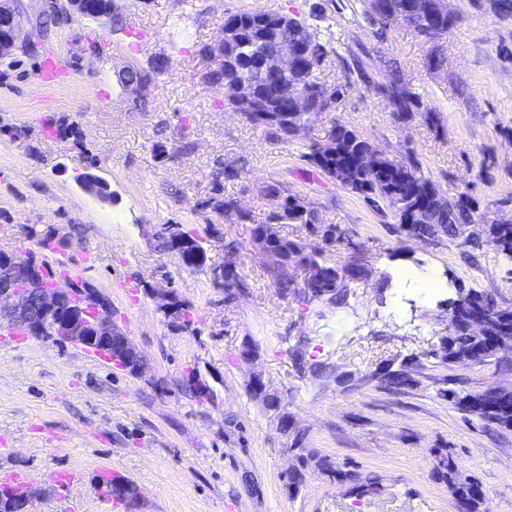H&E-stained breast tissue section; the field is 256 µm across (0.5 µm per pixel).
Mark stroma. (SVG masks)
Segmentation results:
<instances>
[{
  "instance_id": "stroma-1",
  "label": "stroma",
  "mask_w": 512,
  "mask_h": 512,
  "mask_svg": "<svg viewBox=\"0 0 512 512\" xmlns=\"http://www.w3.org/2000/svg\"><path fill=\"white\" fill-rule=\"evenodd\" d=\"M320 5L337 54L316 74L344 85L335 112L315 117L306 137L287 142L251 124L203 80L202 48L233 13L257 9L305 17ZM459 19L441 42L443 64L429 67L431 47L402 27L376 40L357 0H116L123 24L147 33L141 49L124 32L89 19L40 30L42 0H23L24 30L34 47L0 63V246L36 251L27 226L52 227L67 243L76 280L112 303V320L138 347L148 368L134 376L97 362L71 344L28 338L0 347V469L33 477L29 512H463L435 473L431 452L448 450L457 482L477 481L478 512H512V428L456 407L450 391L512 388V359L480 365L432 357L450 329L447 305L458 289L475 288L512 308V261L489 233L477 248L458 249L446 236L420 241L401 231L391 211H378L303 159L340 118L391 157L414 153L424 172L450 192L469 187L479 212L512 218V15L487 0H453ZM396 59L439 130L420 115L397 120L384 99L362 84V50ZM61 52L65 83L36 85L43 54ZM171 62L136 98L120 81L127 67ZM52 115L73 131L59 139ZM167 157L158 160L157 148ZM236 169L228 179L225 167ZM94 174L111 200L85 192ZM241 203L248 219L228 222L203 209L215 183ZM280 184L305 198L341 232L327 258L355 261L367 277L330 302L281 296L251 238ZM180 224L205 241L211 264L224 242L240 243L249 291L225 302L209 277L185 270L156 249L154 225ZM97 253L84 259V248ZM431 270L444 287L424 297L416 275ZM172 290L193 309L184 328L172 323L150 291ZM258 346L256 362L242 357ZM407 367L415 384L388 388L373 375ZM261 371L280 410L251 398ZM198 374L209 394L189 383ZM306 448L334 465L374 474L375 488L354 489L312 467L298 490L282 476ZM132 480L130 502L103 503L102 468ZM68 470L75 479L58 484Z\"/></svg>"
}]
</instances>
